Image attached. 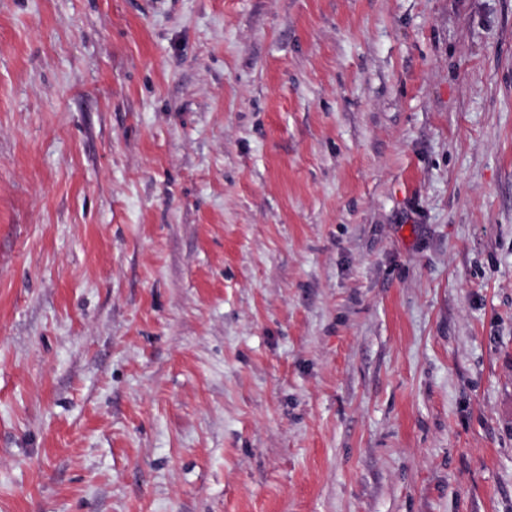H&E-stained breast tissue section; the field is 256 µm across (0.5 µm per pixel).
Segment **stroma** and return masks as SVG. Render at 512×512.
I'll return each mask as SVG.
<instances>
[{
    "instance_id": "1",
    "label": "stroma",
    "mask_w": 512,
    "mask_h": 512,
    "mask_svg": "<svg viewBox=\"0 0 512 512\" xmlns=\"http://www.w3.org/2000/svg\"><path fill=\"white\" fill-rule=\"evenodd\" d=\"M0 512H512V0H0Z\"/></svg>"
}]
</instances>
